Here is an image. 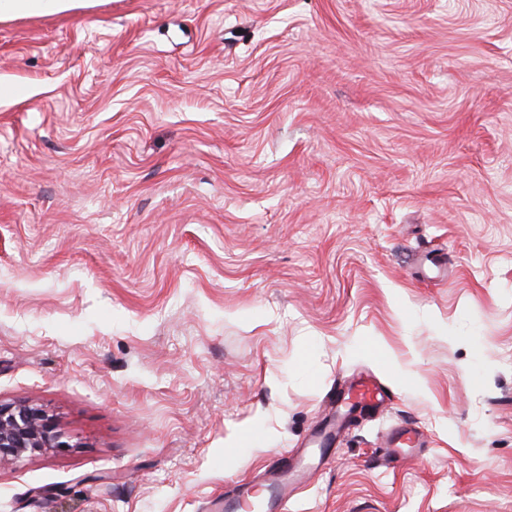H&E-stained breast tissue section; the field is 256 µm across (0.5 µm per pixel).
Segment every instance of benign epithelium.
<instances>
[{"label":"benign epithelium","instance_id":"1","mask_svg":"<svg viewBox=\"0 0 512 512\" xmlns=\"http://www.w3.org/2000/svg\"><path fill=\"white\" fill-rule=\"evenodd\" d=\"M68 447L57 422L43 409L26 403H0V465L28 453Z\"/></svg>","mask_w":512,"mask_h":512}]
</instances>
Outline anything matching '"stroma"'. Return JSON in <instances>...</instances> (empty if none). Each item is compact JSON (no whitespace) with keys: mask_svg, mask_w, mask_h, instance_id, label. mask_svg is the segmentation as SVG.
I'll return each instance as SVG.
<instances>
[{"mask_svg":"<svg viewBox=\"0 0 512 512\" xmlns=\"http://www.w3.org/2000/svg\"><path fill=\"white\" fill-rule=\"evenodd\" d=\"M367 374L290 512H512V0L0 21V402L69 442L0 512H210ZM355 397L362 401L382 403L387 388L371 378H360L353 384Z\"/></svg>","mask_w":512,"mask_h":512,"instance_id":"obj_1","label":"stroma"}]
</instances>
